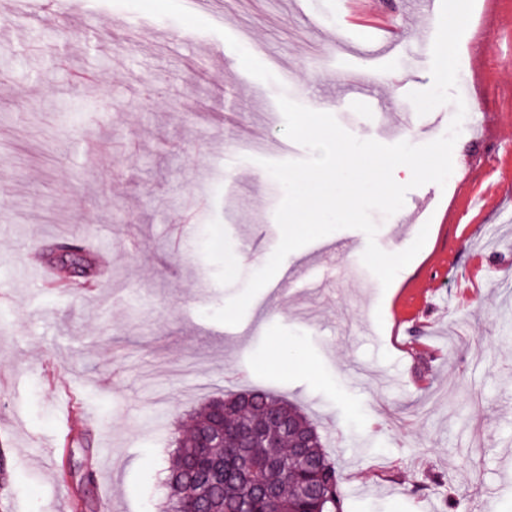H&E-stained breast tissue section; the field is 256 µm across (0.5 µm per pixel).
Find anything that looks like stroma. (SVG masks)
Segmentation results:
<instances>
[{
    "label": "stroma",
    "mask_w": 512,
    "mask_h": 512,
    "mask_svg": "<svg viewBox=\"0 0 512 512\" xmlns=\"http://www.w3.org/2000/svg\"><path fill=\"white\" fill-rule=\"evenodd\" d=\"M385 114L344 105L365 62L337 58L332 0H35L0 7V449L7 512H158L182 422L260 389L297 406L339 467L348 512H512V0H474L459 62L483 101L389 287L340 263L363 232L291 252L229 334L209 319L276 249L284 191L263 161L308 157L279 94L355 137L431 142L416 115L427 27L405 0ZM255 59L239 69L240 56ZM373 212L377 245L415 239ZM92 241L95 272L54 258ZM291 340L298 361L278 351ZM457 500L449 508V500Z\"/></svg>",
    "instance_id": "1"
}]
</instances>
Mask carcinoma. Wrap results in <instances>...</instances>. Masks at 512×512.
<instances>
[{
    "mask_svg": "<svg viewBox=\"0 0 512 512\" xmlns=\"http://www.w3.org/2000/svg\"><path fill=\"white\" fill-rule=\"evenodd\" d=\"M249 394L247 407L238 394L209 401L175 439L162 512H346L341 473L313 423L266 391ZM216 404L229 432L210 449L214 466L206 472L196 464L198 444ZM298 431L312 436L301 460L290 448Z\"/></svg>",
    "mask_w": 512,
    "mask_h": 512,
    "instance_id": "1",
    "label": "carcinoma"
}]
</instances>
